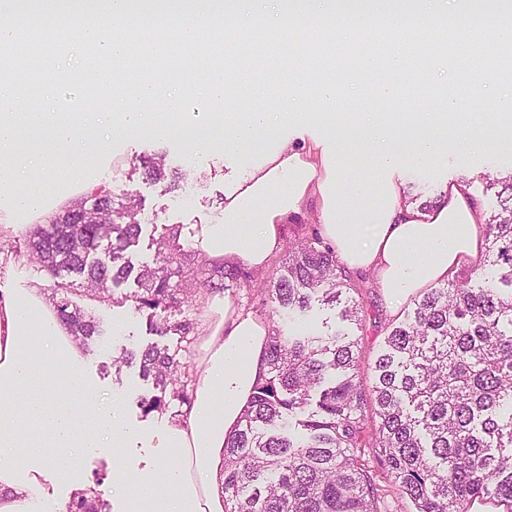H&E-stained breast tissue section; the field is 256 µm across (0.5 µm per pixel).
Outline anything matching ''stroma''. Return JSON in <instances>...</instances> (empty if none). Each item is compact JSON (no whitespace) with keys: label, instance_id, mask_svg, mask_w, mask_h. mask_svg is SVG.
<instances>
[{"label":"stroma","instance_id":"stroma-1","mask_svg":"<svg viewBox=\"0 0 512 512\" xmlns=\"http://www.w3.org/2000/svg\"><path fill=\"white\" fill-rule=\"evenodd\" d=\"M145 154L164 155L167 168L182 173L178 188L167 191L162 184L147 180L136 164ZM249 148L225 144L218 140L209 144L200 142L197 132L188 129L168 131L164 136L153 137L139 133H124L114 137L101 157L99 183L115 190L127 192L140 199L142 233L137 246L129 251L134 264L150 263L156 257L152 238L163 225L220 224L224 212L219 199L224 192V172L243 169ZM512 169V151L495 148L474 154L467 160L448 156L429 167L407 166L405 173L411 187V195L422 207H429L438 197L443 184L459 173H467L474 196L481 202L485 213L497 208L493 192L485 188L486 175ZM20 218L0 212V224H16L18 230L9 239L0 242V253L7 252L12 261L0 265V288H23L35 279L44 277L30 257L28 239L30 232L20 227ZM320 230L315 215H308L305 223L287 224L282 228V244L264 273H251L227 287L225 294L238 309L253 313L264 321L273 318L272 304L263 290L261 278L278 277L288 262L290 248L300 241L311 239ZM352 295L360 304L359 324L349 326L348 333L358 343L361 351L360 378L364 386H372L373 366L384 347V341L393 324L403 320L413 309L412 302H403L398 309H390L387 295L375 276L370 273L350 277ZM136 288L134 282H126L114 291L115 301L102 305L84 294H77L76 302L86 312L100 321L104 334L84 350L86 366L98 381L102 399H119V413L127 423L141 427L145 432L157 430L179 410L178 403H171L163 412L143 415L138 400L152 393L151 383L143 381L137 366L115 368L113 359L122 349L135 350L157 342L175 354L187 367H194L199 357L197 333L181 335L170 332L163 338L152 335L146 318L135 309L128 298ZM80 470L87 485H98L103 498L110 505V512H123L124 495L116 487L111 474L113 460L107 452H90L82 456ZM103 475V483H96V475Z\"/></svg>","mask_w":512,"mask_h":512}]
</instances>
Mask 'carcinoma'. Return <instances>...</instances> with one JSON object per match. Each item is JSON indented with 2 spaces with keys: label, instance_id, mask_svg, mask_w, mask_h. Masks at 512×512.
<instances>
[{
  "label": "carcinoma",
  "instance_id": "obj_1",
  "mask_svg": "<svg viewBox=\"0 0 512 512\" xmlns=\"http://www.w3.org/2000/svg\"><path fill=\"white\" fill-rule=\"evenodd\" d=\"M142 174L170 181L164 160L140 159ZM497 213L485 222L478 263L414 300L412 316L393 327L374 362L366 392L356 341L268 330L267 375L254 387L239 428L224 447V512H378L380 484L358 450L372 442L379 478L409 500L415 512H467L475 498L512 505V173L486 182ZM140 204L126 193L94 185L29 237L35 262L53 276H78L90 298L114 299L111 288L134 278L144 290L136 309L147 311L149 331L186 336L192 323L169 324V312L188 301L185 278L224 290L237 270L191 266V254L170 245L179 227L156 239L155 265L134 266L126 251L140 237ZM75 289L55 282L57 316L82 344L100 335L99 322L72 299ZM265 292L277 312L305 313L312 303L341 306V318L359 320L348 275L336 253L301 241L283 273ZM157 393L142 396L143 415L174 401L191 402L186 371L176 355L152 343L125 350ZM70 512H106L90 487Z\"/></svg>",
  "mask_w": 512,
  "mask_h": 512
}]
</instances>
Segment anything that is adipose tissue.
Listing matches in <instances>:
<instances>
[{"instance_id": "obj_1", "label": "adipose tissue", "mask_w": 512, "mask_h": 512, "mask_svg": "<svg viewBox=\"0 0 512 512\" xmlns=\"http://www.w3.org/2000/svg\"><path fill=\"white\" fill-rule=\"evenodd\" d=\"M29 126L26 119L16 128L0 119V156L11 161L0 210L41 217L59 185L46 153L73 158L80 173L91 174L113 124L92 112L79 125L60 115L44 125L48 145L25 148L21 134ZM198 127L250 147L252 156L245 176L224 186L223 223L193 234L197 253L228 268L265 270L283 225L305 219L312 205L346 270L375 273L396 304L477 257L485 222L462 179L449 180L431 211L422 210L410 199L402 165L426 166L450 153L467 158L491 146L512 149V131L495 120L453 121L451 139L427 123L409 138L384 112L371 113L356 129L300 112L272 115L249 131L217 117ZM363 146L374 155V176L349 181ZM267 333L263 320L214 294L198 327L192 402L145 436L99 400L83 347L59 320L44 281L0 291V512H69L58 487L76 481L75 453L124 448L141 438L152 443L157 463L136 475L117 463L115 482L133 487L125 512H224V446L267 373Z\"/></svg>"}]
</instances>
